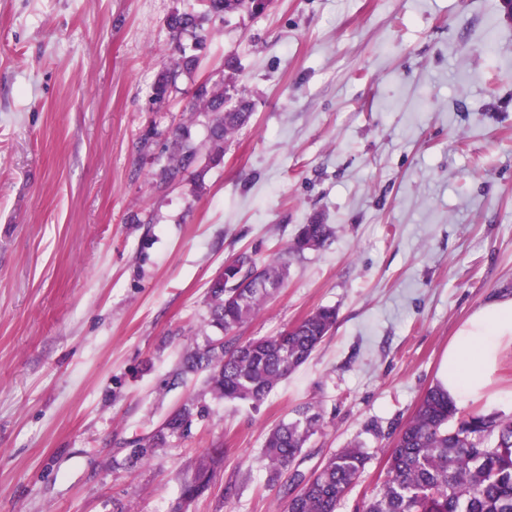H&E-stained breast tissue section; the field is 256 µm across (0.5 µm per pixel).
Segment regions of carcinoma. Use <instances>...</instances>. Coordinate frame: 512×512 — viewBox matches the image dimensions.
<instances>
[{
    "label": "carcinoma",
    "instance_id": "1",
    "mask_svg": "<svg viewBox=\"0 0 512 512\" xmlns=\"http://www.w3.org/2000/svg\"><path fill=\"white\" fill-rule=\"evenodd\" d=\"M204 10L192 6L172 14L167 22L177 58L162 71L154 86L153 100L161 103L184 72L194 70L198 56L187 54L186 37L202 49L210 36L209 24L225 15L246 11L264 13L270 0H200ZM195 114L164 133L151 126L140 138V148L150 151L164 139L168 162L152 174L161 185L180 181L200 161L218 165L224 159V142L246 126L251 104L241 97L230 102L224 84L203 81L192 93ZM207 118V151L195 143L189 123ZM333 234L328 224L301 225L288 251L302 253L325 246ZM287 275L278 258L257 266L243 252L208 287L210 326L229 333L251 320L261 304ZM334 307H320L276 336L240 342L211 343L187 354L175 373L207 372L208 390L228 401L262 402L273 387L301 367L336 325ZM208 408L194 398L173 412L147 440L138 442L133 456L146 459L166 445L170 436L184 434ZM297 418L272 429L263 457L272 484L279 486L283 512H337L359 480L368 462L359 444L331 454L324 465L305 475L292 466L303 448L322 426V414L314 404L296 410ZM386 474L357 512H512V417L498 413L460 414L454 400L440 387L429 388L413 416L399 429L392 447L385 449ZM215 457L199 461L195 481L184 486L182 499L189 501L209 485Z\"/></svg>",
    "mask_w": 512,
    "mask_h": 512
}]
</instances>
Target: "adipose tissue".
I'll return each instance as SVG.
<instances>
[{
  "mask_svg": "<svg viewBox=\"0 0 512 512\" xmlns=\"http://www.w3.org/2000/svg\"><path fill=\"white\" fill-rule=\"evenodd\" d=\"M512 347V298L495 299L474 313L449 345L438 379L453 399L482 388L500 354Z\"/></svg>",
  "mask_w": 512,
  "mask_h": 512,
  "instance_id": "1",
  "label": "adipose tissue"
}]
</instances>
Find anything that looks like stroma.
Masks as SVG:
<instances>
[{
	"label": "stroma",
	"mask_w": 512,
	"mask_h": 512,
	"mask_svg": "<svg viewBox=\"0 0 512 512\" xmlns=\"http://www.w3.org/2000/svg\"><path fill=\"white\" fill-rule=\"evenodd\" d=\"M190 2L0 0V512H278L263 445L305 403L323 426L302 472L353 442L369 456L338 510L355 512L464 322L512 297L501 0H272L216 22L159 108L166 20ZM230 53L249 125L220 165L157 189L142 133L177 124ZM315 217L331 240L289 253ZM244 251L284 256L288 273L240 340L337 311L257 405L174 378L220 338L207 288ZM195 397L209 415L130 462L133 440ZM457 406L512 416V353ZM211 454L210 486L182 501Z\"/></svg>",
	"instance_id": "stroma-1"
}]
</instances>
